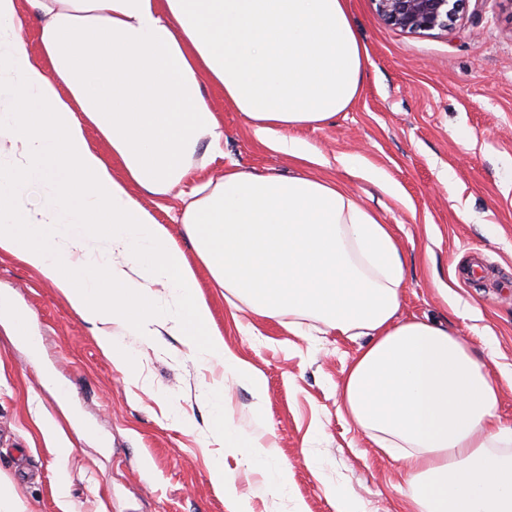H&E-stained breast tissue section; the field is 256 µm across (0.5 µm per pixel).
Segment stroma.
Segmentation results:
<instances>
[{
    "instance_id": "stroma-1",
    "label": "stroma",
    "mask_w": 512,
    "mask_h": 512,
    "mask_svg": "<svg viewBox=\"0 0 512 512\" xmlns=\"http://www.w3.org/2000/svg\"><path fill=\"white\" fill-rule=\"evenodd\" d=\"M367 52L360 94L335 119L291 135L315 147L302 163L263 145L250 121L204 88L224 139L194 181L165 197L139 200L195 262L226 345L265 380L263 397L200 360L186 336L143 340L120 326L113 338L134 362L125 375L91 325L34 269L0 253V480L26 512H335L333 492L361 499L367 512H404L405 475L339 410L338 389L364 336L321 323L297 334L275 319L231 312L194 259L180 222L195 183L239 168L257 174L330 177L391 225L407 266L400 315L446 321L468 336L512 422V0H465L450 29L413 35L385 23L374 0H349ZM358 154L351 171L340 160ZM38 348L20 340L17 316ZM225 381L224 422L274 448L292 472L288 495L268 491L265 473L231 442L213 443L207 387ZM66 388L57 399V385ZM43 413L95 437L75 439L60 461L34 427ZM320 458L321 468L306 457ZM224 461V484L210 468ZM66 490H59L60 472Z\"/></svg>"
}]
</instances>
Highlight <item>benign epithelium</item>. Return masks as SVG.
<instances>
[{
  "label": "benign epithelium",
  "instance_id": "benign-epithelium-1",
  "mask_svg": "<svg viewBox=\"0 0 512 512\" xmlns=\"http://www.w3.org/2000/svg\"><path fill=\"white\" fill-rule=\"evenodd\" d=\"M378 15L388 24L413 34L446 31L463 0H374Z\"/></svg>",
  "mask_w": 512,
  "mask_h": 512
}]
</instances>
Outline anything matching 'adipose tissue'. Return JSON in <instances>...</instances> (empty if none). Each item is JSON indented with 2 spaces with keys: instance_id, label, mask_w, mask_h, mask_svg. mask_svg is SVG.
I'll list each match as a JSON object with an SVG mask.
<instances>
[{
  "instance_id": "obj_1",
  "label": "adipose tissue",
  "mask_w": 512,
  "mask_h": 512,
  "mask_svg": "<svg viewBox=\"0 0 512 512\" xmlns=\"http://www.w3.org/2000/svg\"><path fill=\"white\" fill-rule=\"evenodd\" d=\"M19 0H0V252L16 256L93 324L124 374L112 327L152 340L191 336L206 362L264 391L212 325L196 273L137 199L193 175L223 131L203 82L250 120L261 143L309 160L292 129L344 112L365 54L347 0H28L44 17L42 62L28 55ZM95 128L112 156L87 138ZM184 230L213 287L289 328L313 320L369 342L341 386L352 422L406 469L408 512H512V426L466 339L399 317L407 275L390 225L345 186L228 169L190 202ZM270 490L291 472L239 438Z\"/></svg>"
}]
</instances>
